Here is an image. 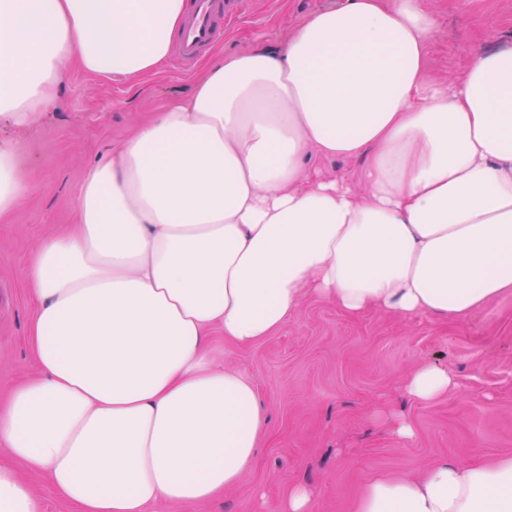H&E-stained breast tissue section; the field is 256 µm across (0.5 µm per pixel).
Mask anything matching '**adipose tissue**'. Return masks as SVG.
Segmentation results:
<instances>
[{"instance_id":"1","label":"adipose tissue","mask_w":512,"mask_h":512,"mask_svg":"<svg viewBox=\"0 0 512 512\" xmlns=\"http://www.w3.org/2000/svg\"><path fill=\"white\" fill-rule=\"evenodd\" d=\"M187 0H0V114L54 111L68 67L158 73ZM426 0H340L280 48L208 67L76 192L30 256L36 373L0 401V444L75 512L207 503L252 469L267 418L210 334L250 346L308 297L347 316L464 319L512 291V51L428 73ZM368 156L365 196L306 164ZM23 188L0 148V217ZM455 378L405 381L429 401ZM0 512H40L0 465ZM356 512H512V456L377 479Z\"/></svg>"}]
</instances>
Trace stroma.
<instances>
[{"label":"stroma","mask_w":512,"mask_h":512,"mask_svg":"<svg viewBox=\"0 0 512 512\" xmlns=\"http://www.w3.org/2000/svg\"><path fill=\"white\" fill-rule=\"evenodd\" d=\"M339 0H241L231 6L223 35L186 71L165 64L133 86L108 75L70 68L58 111L29 126L0 116V147L19 146L25 179L16 210L0 218V398L34 374L26 342L34 302L25 271L30 254L74 223L72 199L87 169L110 158L136 127L174 97L186 94L224 55L258 45L279 47L308 15ZM438 29L429 70L459 74L472 46L512 48V0H429ZM219 364L256 384L269 433L256 466L213 501L168 502L161 512H280L289 488L314 493V512H354L374 479L421 475L442 459L461 463L512 455V293L499 295L463 320L438 323L385 312L358 318L327 299L304 300L271 336L239 347L213 336ZM432 362L458 388L431 402L412 400L407 374ZM416 436L401 440L398 420ZM42 512H72L46 479L0 447Z\"/></svg>","instance_id":"35a3bbf8"}]
</instances>
